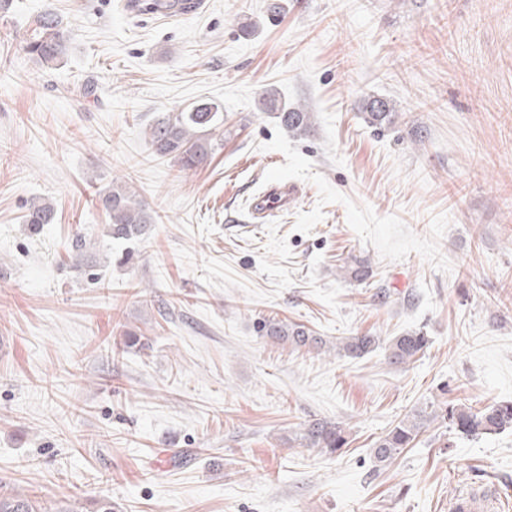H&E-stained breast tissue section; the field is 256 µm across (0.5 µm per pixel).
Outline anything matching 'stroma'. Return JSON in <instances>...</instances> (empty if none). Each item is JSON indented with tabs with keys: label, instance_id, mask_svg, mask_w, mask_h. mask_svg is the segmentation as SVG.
I'll use <instances>...</instances> for the list:
<instances>
[{
	"label": "stroma",
	"instance_id": "35a3bbf8",
	"mask_svg": "<svg viewBox=\"0 0 512 512\" xmlns=\"http://www.w3.org/2000/svg\"><path fill=\"white\" fill-rule=\"evenodd\" d=\"M281 2L274 20L266 0L0 12V484L114 512H448L492 483L512 512V429L434 423L391 465L370 456L427 404L512 402V0ZM45 11L73 32L51 70L18 47ZM265 87L310 131L261 111ZM370 96L399 119L367 124ZM199 100L222 109L220 145L183 172L144 131ZM272 176L301 192L258 224ZM115 182L156 216L130 244L95 204ZM41 200L55 220L34 233ZM356 259L366 282L343 275ZM269 316L381 346L295 349L259 335ZM419 328L428 350L390 366L384 343ZM316 420L345 425L342 454L299 444ZM135 3L133 10L134 11H155L157 7L163 5L168 8L167 11H172L174 13L179 14H187L192 9L191 2L193 0H174L171 1H162V0H133ZM163 2V3H160ZM55 219L54 206L51 203H31L24 216L25 224L37 230L41 224L53 223Z\"/></svg>",
	"mask_w": 512,
	"mask_h": 512
}]
</instances>
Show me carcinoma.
<instances>
[{"mask_svg":"<svg viewBox=\"0 0 512 512\" xmlns=\"http://www.w3.org/2000/svg\"><path fill=\"white\" fill-rule=\"evenodd\" d=\"M135 11H155L162 5L168 10L186 14L192 9V0H134ZM72 32L61 17L45 12L36 17L20 41L22 51L44 68L53 69L67 56ZM263 111L276 114L280 124L290 132L305 133L312 126L311 113L288 105L279 93L265 89L260 98ZM365 121L374 127L395 123L398 118L393 105L386 99L369 97L363 101ZM221 122L219 106L211 101H199L190 109L172 112L156 119L145 134L148 148L158 156L176 160L181 170L192 171L204 167L213 154L214 144L207 132ZM98 206L109 220V235L116 240L134 241L144 236L155 217L137 199L136 193L126 183H112L96 196ZM55 219L54 206L50 203H32L24 222L36 230ZM258 333L264 337L286 342L294 348L336 350V354L352 358L362 357L377 347L373 336H349L328 344L320 336H312L301 324L288 323L274 317L262 318L257 324ZM429 345L423 331H412L394 337L387 347L388 363L402 367L416 360ZM448 423L450 430L465 438H478L512 428V403L492 404L482 409L462 406L421 409L400 420L386 435L380 437L372 448L376 462L387 464L411 447L419 434L436 420ZM301 444L335 454L346 444L345 430L340 424L319 421L306 427L300 434ZM0 512H80L77 502H67L55 507L35 496L3 490L0 486Z\"/></svg>","mask_w":512,"mask_h":512,"instance_id":"obj_1","label":"carcinoma"}]
</instances>
